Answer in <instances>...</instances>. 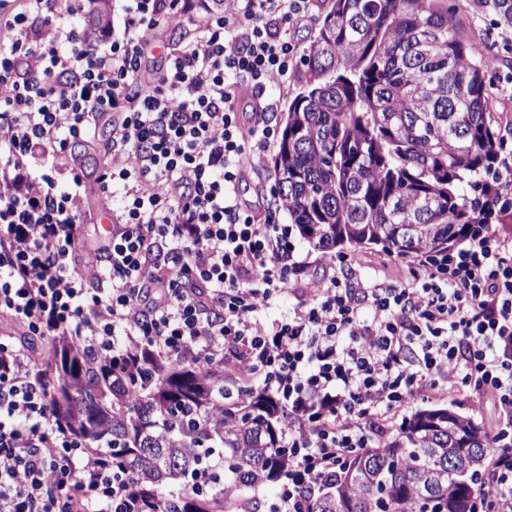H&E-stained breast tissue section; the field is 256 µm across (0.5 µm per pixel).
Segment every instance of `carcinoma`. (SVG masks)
<instances>
[{
	"label": "carcinoma",
	"mask_w": 512,
	"mask_h": 512,
	"mask_svg": "<svg viewBox=\"0 0 512 512\" xmlns=\"http://www.w3.org/2000/svg\"><path fill=\"white\" fill-rule=\"evenodd\" d=\"M303 62L306 88L283 118L273 175L280 208L309 245L442 252L472 224L512 219L485 72L434 0H331ZM140 357L131 345L93 356L58 336L41 368L58 417L129 472L151 512H239L245 490L288 467L281 406L231 386L222 366ZM464 439L480 454L448 464ZM215 450L232 480L162 495ZM488 452L471 418L417 409L389 447L362 449L319 484L306 512L469 510Z\"/></svg>",
	"instance_id": "carcinoma-1"
}]
</instances>
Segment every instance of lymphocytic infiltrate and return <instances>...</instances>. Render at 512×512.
Here are the masks:
<instances>
[{
  "instance_id": "1",
  "label": "lymphocytic infiltrate",
  "mask_w": 512,
  "mask_h": 512,
  "mask_svg": "<svg viewBox=\"0 0 512 512\" xmlns=\"http://www.w3.org/2000/svg\"><path fill=\"white\" fill-rule=\"evenodd\" d=\"M197 22L195 0H120L116 24L75 17L93 0H0V512H142L126 471L89 453L53 411L46 377L15 337H72L111 351L223 363L288 414L290 462L272 512L359 449L395 439L418 400L461 396L496 415L474 512H512V234L475 225L392 281L306 278L285 224H265L239 186L276 138L264 98L298 63L288 31L313 0H232ZM183 27L148 68L160 28ZM259 110L242 122V95ZM108 126L100 198L121 191L95 266L77 257L85 176L72 144ZM294 305L262 312L277 296Z\"/></svg>"
}]
</instances>
